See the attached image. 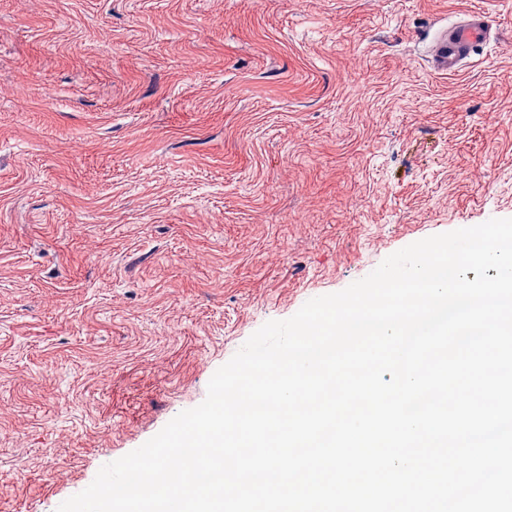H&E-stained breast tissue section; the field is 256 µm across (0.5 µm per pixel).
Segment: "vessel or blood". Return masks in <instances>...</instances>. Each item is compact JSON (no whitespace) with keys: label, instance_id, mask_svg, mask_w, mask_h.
Returning <instances> with one entry per match:
<instances>
[{"label":"vessel or blood","instance_id":"obj_1","mask_svg":"<svg viewBox=\"0 0 512 512\" xmlns=\"http://www.w3.org/2000/svg\"><path fill=\"white\" fill-rule=\"evenodd\" d=\"M491 39L489 17L472 12L438 30L432 48L435 71L454 74L460 71L471 55Z\"/></svg>","mask_w":512,"mask_h":512}]
</instances>
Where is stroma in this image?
Returning a JSON list of instances; mask_svg holds the SVG:
<instances>
[{
	"mask_svg": "<svg viewBox=\"0 0 512 512\" xmlns=\"http://www.w3.org/2000/svg\"><path fill=\"white\" fill-rule=\"evenodd\" d=\"M494 36L458 75L428 33ZM512 218V0H0V512H57L266 322ZM489 20L484 12H471L439 29L432 48L434 70L444 74L460 71L476 49L491 40Z\"/></svg>",
	"mask_w": 512,
	"mask_h": 512,
	"instance_id": "35a3bbf8",
	"label": "stroma"
}]
</instances>
